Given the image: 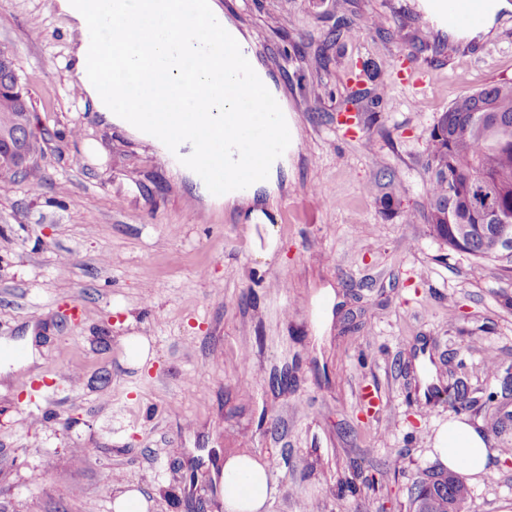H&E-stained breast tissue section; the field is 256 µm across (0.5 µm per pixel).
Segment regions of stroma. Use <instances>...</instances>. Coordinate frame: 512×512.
<instances>
[{"instance_id": "1", "label": "stroma", "mask_w": 512, "mask_h": 512, "mask_svg": "<svg viewBox=\"0 0 512 512\" xmlns=\"http://www.w3.org/2000/svg\"><path fill=\"white\" fill-rule=\"evenodd\" d=\"M217 2L298 128L288 184L258 215L196 195L80 103L53 0H0L42 176L34 191L0 179V339L34 334L41 358L0 374V512H114L133 488L148 512H224L211 465L237 451L272 475L267 512H412L458 381L467 420L512 448V272L449 255L425 220L430 133L461 94L512 79V17L452 51L420 0ZM366 61L379 105L347 123ZM133 334L152 352L138 368ZM505 501L512 457L470 483L463 512ZM126 361L128 364L141 367L149 358V343L143 336L131 335L124 339Z\"/></svg>"}]
</instances>
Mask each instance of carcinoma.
Wrapping results in <instances>:
<instances>
[{
  "instance_id": "1",
  "label": "carcinoma",
  "mask_w": 512,
  "mask_h": 512,
  "mask_svg": "<svg viewBox=\"0 0 512 512\" xmlns=\"http://www.w3.org/2000/svg\"><path fill=\"white\" fill-rule=\"evenodd\" d=\"M12 75L0 70V127L27 136L30 106L11 87ZM430 173L425 219L448 251L476 260L512 263L504 250L498 213L512 212V81L459 96L440 116L430 136ZM475 400L464 385L453 388L458 412ZM467 487L458 475L430 473L415 487L412 504L425 512H458Z\"/></svg>"
}]
</instances>
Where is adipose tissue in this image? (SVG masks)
Instances as JSON below:
<instances>
[{
	"mask_svg": "<svg viewBox=\"0 0 512 512\" xmlns=\"http://www.w3.org/2000/svg\"><path fill=\"white\" fill-rule=\"evenodd\" d=\"M193 2L56 0L55 6L67 17L72 34L67 59L71 87L104 122L126 127L163 153L173 154L182 173L199 181L202 158L196 132L191 125L166 122V114L199 111L221 143L219 157L228 171L233 168L234 145L224 134L235 114L243 112L253 123L269 124L277 135H293L297 129L287 112L273 118L266 112L267 100L279 99L280 94L262 65H254L249 74V109L227 94V87L239 80L233 52L246 49L248 42L216 0H209L202 14ZM101 30L111 31V43L98 39ZM95 54L102 57V64H92ZM288 162L285 147L267 156L248 195L229 185L219 193L208 183H202L201 191L229 208L272 196ZM433 449L443 466L469 477L489 473L496 456L481 429L456 417L436 431ZM220 490L224 512H262L273 493L272 477L254 456L232 453L224 459Z\"/></svg>",
	"mask_w": 512,
	"mask_h": 512,
	"instance_id": "adipose-tissue-1",
	"label": "adipose tissue"
}]
</instances>
